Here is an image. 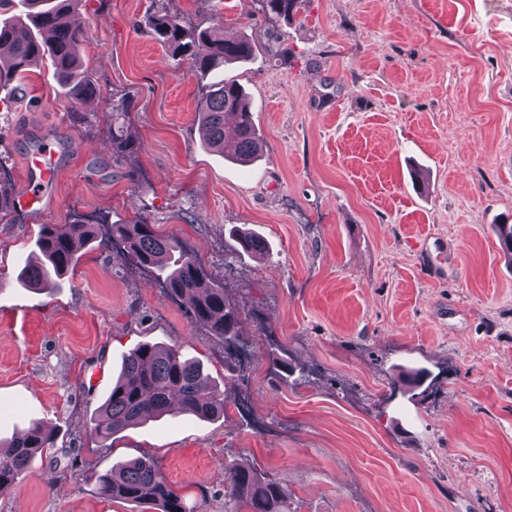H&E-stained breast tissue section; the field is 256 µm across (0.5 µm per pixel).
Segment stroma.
<instances>
[{
    "mask_svg": "<svg viewBox=\"0 0 512 512\" xmlns=\"http://www.w3.org/2000/svg\"><path fill=\"white\" fill-rule=\"evenodd\" d=\"M247 36L253 60L200 76L153 39ZM83 72L68 100L49 63L0 102L12 191L43 140L59 154L42 210L0 217V438L32 423L56 446L0 496V512H136L89 471L153 456L195 512H224V466H254L293 512H512V0H304L292 22L256 0H80ZM237 79L264 153L205 149V87ZM128 154L112 149L113 107ZM147 219L176 235L239 311L224 342L193 323L151 268L84 250L52 292L16 281L41 225ZM261 234L241 257L233 229ZM149 342L195 358L222 419L164 417L107 443L90 420L123 356Z\"/></svg>",
    "mask_w": 512,
    "mask_h": 512,
    "instance_id": "35a3bbf8",
    "label": "stroma"
}]
</instances>
